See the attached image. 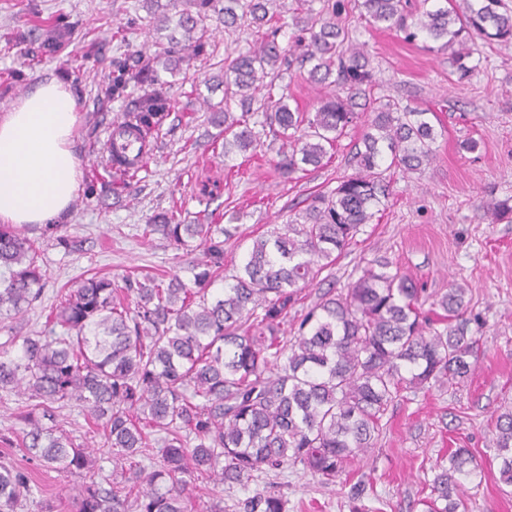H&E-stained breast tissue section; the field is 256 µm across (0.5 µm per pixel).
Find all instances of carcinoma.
<instances>
[{"instance_id": "carcinoma-1", "label": "carcinoma", "mask_w": 512, "mask_h": 512, "mask_svg": "<svg viewBox=\"0 0 512 512\" xmlns=\"http://www.w3.org/2000/svg\"><path fill=\"white\" fill-rule=\"evenodd\" d=\"M224 3L219 9L217 5ZM319 8H314V3ZM160 43L163 69L177 74L208 54L203 21L224 13L235 34L247 19L251 46L224 70V111L212 124L224 128V158L256 151L270 128L289 149L274 169L291 181L319 169L347 131L363 125L353 173L328 193L309 197L304 210L252 240L243 265L211 291L224 272V241L231 225L190 224L177 210L155 214L143 228L177 250L176 264L190 274L145 273L123 285L92 276L77 282L52 310L47 330L13 335L0 344V391L24 396L17 419L19 447L46 470L82 477L76 512H188L195 481L212 477L213 507L224 512V487L245 485L257 474L301 464L335 481L356 457L372 450L389 408L408 391L457 384L471 372L478 351L467 290L448 288L429 316L423 289L401 267L375 259L340 293L320 295L299 316L293 334L283 329L303 290L336 264L363 224L378 212L389 185L384 165L405 173L431 165L435 126L424 109L374 95L377 79L364 45L349 28L358 12L366 25L395 27L412 42L448 53L457 81L479 71L482 47L512 49V9L504 0H295L293 45L280 47L278 0H145ZM74 27L63 14L42 35L27 34L31 56L53 55ZM309 66L311 80L335 87L314 112L291 108L286 94L264 82L267 68ZM104 95L126 103L118 141L144 143L169 116L171 99L158 69L137 54L110 61ZM144 92L129 99L130 82ZM267 89L263 98L256 93ZM260 101L253 107L254 101ZM243 112H230L232 103ZM260 130H255V127ZM115 172L134 177L138 159L109 152ZM493 220L512 217L509 201L487 203ZM62 224H0V316L19 317L41 301L46 270L41 245L67 253L83 241ZM202 257H196L197 251ZM74 404L102 426L120 477L99 474L95 444L76 442L61 427L57 409ZM499 481L512 488V405L495 420ZM159 448H150L151 444ZM479 473L468 448L438 463L422 499V512H468L466 484ZM28 475L0 464V512H16L31 496ZM276 494H257L244 512H285Z\"/></svg>"}]
</instances>
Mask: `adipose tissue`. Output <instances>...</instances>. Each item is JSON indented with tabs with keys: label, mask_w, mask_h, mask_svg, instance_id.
I'll return each mask as SVG.
<instances>
[{
	"label": "adipose tissue",
	"mask_w": 512,
	"mask_h": 512,
	"mask_svg": "<svg viewBox=\"0 0 512 512\" xmlns=\"http://www.w3.org/2000/svg\"><path fill=\"white\" fill-rule=\"evenodd\" d=\"M78 119L76 96L51 79L0 120L1 224H47L68 213L79 189Z\"/></svg>",
	"instance_id": "obj_1"
}]
</instances>
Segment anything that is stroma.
<instances>
[{
    "label": "stroma",
    "instance_id": "1",
    "mask_svg": "<svg viewBox=\"0 0 512 512\" xmlns=\"http://www.w3.org/2000/svg\"><path fill=\"white\" fill-rule=\"evenodd\" d=\"M143 3L0 0V116L46 78L62 82L78 100L73 150L79 190L64 222L68 234L86 241L84 251L69 254L44 245L42 301L20 318L1 319L0 343L13 326L25 335L43 331L51 304L72 281L94 274L118 281L132 273L173 272L174 249L161 236L143 237L142 229L150 216L175 203L193 213L206 200L218 212L239 213L238 232L224 246V272L230 275L253 238L286 223L311 194L332 190L352 172L348 159L360 135L356 129L341 138L326 166L286 183L273 171L282 141L272 131H265L256 155L225 159L224 141L208 121L224 105L228 41L214 16L207 22L211 53L190 60L184 73L172 77L171 112L130 188L88 197L89 184L108 178V131L125 108L100 94L112 52L122 46L150 59L160 52ZM60 13L75 31L57 55L33 61L4 39ZM352 28L366 46L380 95L435 112V159L418 173L386 171L390 191L379 213L361 226L319 288L303 291L298 306L314 303L320 289L343 291L367 261L386 256L423 288L427 301L453 284L467 288L481 323L477 363L465 384L405 393L384 417L372 452L351 465L346 484L325 483L291 464L225 490L224 512H241L240 503L259 492L281 495L286 512H421L434 465L460 447L473 450L481 469L468 486L469 512H512V494H504L499 482L494 431L498 407L512 401V222H492L483 207L512 197V49L486 47L479 73L460 83L446 54L428 51L424 41L408 43L395 29L357 19ZM11 72L22 73V80L7 83ZM274 74L276 86L287 89L303 111H315L326 93L299 67L282 65ZM470 138L477 140V150L462 151L461 142ZM0 463L24 469L37 487L17 512H74L78 476L44 470L20 448L0 445Z\"/></svg>",
    "mask_w": 512,
    "mask_h": 512
}]
</instances>
